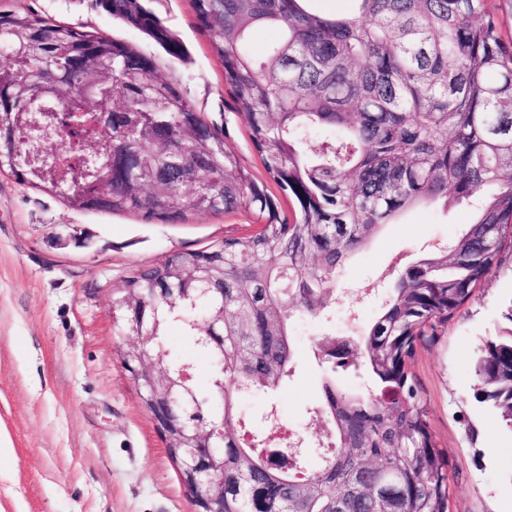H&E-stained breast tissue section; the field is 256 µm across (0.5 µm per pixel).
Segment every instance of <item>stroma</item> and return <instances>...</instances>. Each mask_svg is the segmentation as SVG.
<instances>
[{
  "label": "stroma",
  "mask_w": 512,
  "mask_h": 512,
  "mask_svg": "<svg viewBox=\"0 0 512 512\" xmlns=\"http://www.w3.org/2000/svg\"><path fill=\"white\" fill-rule=\"evenodd\" d=\"M154 57L198 112L225 130L257 182L270 178L253 150L245 115L233 108L224 65L199 32L190 0L151 6L189 49L182 65L94 0H5ZM472 220L467 206H417L382 227L336 276L335 301L295 321V372L276 405L283 424L315 439L309 411L328 373L314 345L370 321L397 256L450 244ZM251 211L192 215L180 224L79 210L0 173V512H192L162 436L119 358L123 337L112 297L139 269L255 231ZM512 255L437 338L417 350L413 372L432 430L451 465V512H512V432L474 397V359L511 325Z\"/></svg>",
  "instance_id": "35a3bbf8"
}]
</instances>
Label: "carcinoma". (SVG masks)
<instances>
[{
    "label": "carcinoma",
    "instance_id": "cac0c4a2",
    "mask_svg": "<svg viewBox=\"0 0 512 512\" xmlns=\"http://www.w3.org/2000/svg\"><path fill=\"white\" fill-rule=\"evenodd\" d=\"M169 56L188 49L147 0H95ZM306 0H191L197 27L224 64L249 138L291 203L255 181L224 137L152 57L104 34L33 12L0 9V172L82 210L168 223L244 207L259 228L216 247L176 252L138 270L113 296L118 330L151 331L173 393L214 428L224 450V512H450L449 459L438 447L411 372L417 346L452 320L512 255V40L490 0H352L342 16ZM280 32L257 59V27ZM44 105L63 116L54 136L97 159L33 176L24 125ZM423 204L470 205L449 248L403 265L356 340L315 350L337 366L359 359L369 385L328 376L314 413L319 461L272 437L267 419L294 372L292 312L315 315L336 270L385 224ZM207 354L208 393L162 342L176 320ZM477 402L512 432V330L474 363ZM249 396L267 400L259 417Z\"/></svg>",
    "mask_w": 512,
    "mask_h": 512
}]
</instances>
